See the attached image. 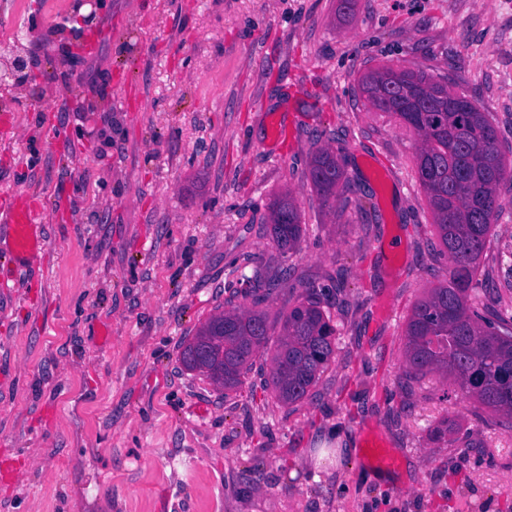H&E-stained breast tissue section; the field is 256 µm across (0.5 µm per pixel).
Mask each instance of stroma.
<instances>
[{
	"label": "stroma",
	"mask_w": 512,
	"mask_h": 512,
	"mask_svg": "<svg viewBox=\"0 0 512 512\" xmlns=\"http://www.w3.org/2000/svg\"><path fill=\"white\" fill-rule=\"evenodd\" d=\"M15 2L35 80L0 96V194L37 199L46 249L0 263V512H512V430L405 375L408 318L451 264L414 134L359 88L384 64L445 80L512 163V0ZM320 147L350 204L313 190ZM285 192L304 235L281 255L265 218ZM500 198L471 290L491 321L512 315V177ZM312 292L336 355L304 399L266 386L267 352L230 391L182 364L226 303L275 338ZM365 460L370 462L377 470L390 472L398 465L397 458L390 453L384 440L377 436H368L365 439Z\"/></svg>",
	"instance_id": "obj_1"
}]
</instances>
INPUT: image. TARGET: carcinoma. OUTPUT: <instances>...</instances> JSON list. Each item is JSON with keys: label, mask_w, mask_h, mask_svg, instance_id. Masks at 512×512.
I'll return each instance as SVG.
<instances>
[{"label": "carcinoma", "mask_w": 512, "mask_h": 512, "mask_svg": "<svg viewBox=\"0 0 512 512\" xmlns=\"http://www.w3.org/2000/svg\"><path fill=\"white\" fill-rule=\"evenodd\" d=\"M360 90L376 111L395 117L417 137V178L452 265L449 282L430 289L407 322L405 373L420 379L440 372L465 396L509 422L512 317L486 321L470 304L473 272L490 242L507 168L497 129L472 101L419 71L383 65L362 76ZM307 176L326 203L347 192L343 167L327 148L312 157ZM268 221L280 253L298 247L303 229L291 194L271 202ZM268 330L263 311L218 313L184 344L181 361L213 383L235 389L267 347ZM335 354L330 317L320 300L309 297L282 318L268 386L281 402L299 401Z\"/></svg>", "instance_id": "1"}]
</instances>
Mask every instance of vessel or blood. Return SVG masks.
Returning a JSON list of instances; mask_svg holds the SVG:
<instances>
[{"label": "vessel or blood", "instance_id": "b4317fda", "mask_svg": "<svg viewBox=\"0 0 512 512\" xmlns=\"http://www.w3.org/2000/svg\"><path fill=\"white\" fill-rule=\"evenodd\" d=\"M38 219V210L31 196L14 193L0 197V222L6 224L10 240L5 254L7 262L29 264L38 260L45 249ZM365 458L383 472L393 471L398 465L384 440L376 435L365 440Z\"/></svg>", "mask_w": 512, "mask_h": 512}]
</instances>
